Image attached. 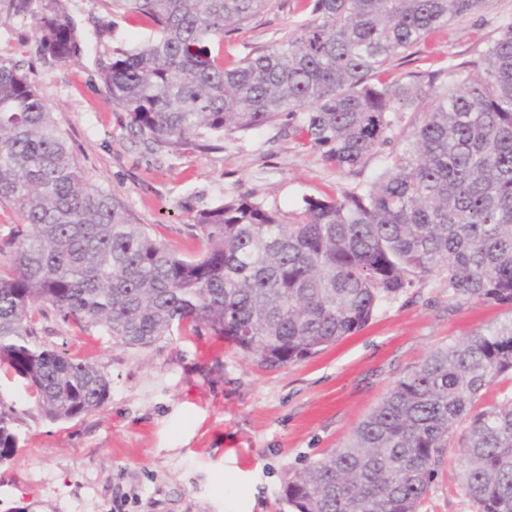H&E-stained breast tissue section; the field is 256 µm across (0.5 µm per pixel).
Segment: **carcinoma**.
Returning a JSON list of instances; mask_svg holds the SVG:
<instances>
[{
	"label": "carcinoma",
	"instance_id": "carcinoma-1",
	"mask_svg": "<svg viewBox=\"0 0 512 512\" xmlns=\"http://www.w3.org/2000/svg\"><path fill=\"white\" fill-rule=\"evenodd\" d=\"M274 0H112L150 30L99 60V77L147 150L279 126L340 173L381 153L366 185L304 199L291 221L252 196L195 217L194 259L132 224L92 183L21 60L0 56V203L26 228L0 243V374L19 379L52 421L98 410L111 380L43 344L35 316L132 347L208 329L269 368L363 328L379 301L438 273L448 295L512 304V17L487 20L485 46L448 67L387 75L393 58L490 0H302L298 32L231 65L209 44ZM35 19L53 62L86 40L65 0H0ZM414 111L412 130H397ZM512 374V322L436 348L397 381L349 442L294 472L296 512H419L457 449L475 512H512V395L481 404ZM16 404L0 395V462L19 445ZM464 429H459L462 423Z\"/></svg>",
	"mask_w": 512,
	"mask_h": 512
}]
</instances>
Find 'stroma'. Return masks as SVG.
Returning a JSON list of instances; mask_svg holds the SVG:
<instances>
[{
  "label": "stroma",
  "mask_w": 512,
  "mask_h": 512,
  "mask_svg": "<svg viewBox=\"0 0 512 512\" xmlns=\"http://www.w3.org/2000/svg\"><path fill=\"white\" fill-rule=\"evenodd\" d=\"M72 15L90 36L78 62L45 64L33 22L3 12L0 55L29 68L86 176L115 193L131 223L184 256L202 247L197 212L226 198L251 195L288 217L304 199L370 182L382 168L377 155L357 173L336 172L271 127L225 139L220 149L145 150L100 83L98 60L103 49L133 48L147 30L105 0H72ZM491 16L512 17V0L453 22L420 44L406 69L469 55L489 36ZM99 17L111 23L102 46L92 39ZM305 21L294 0H277L226 38L223 51L244 56ZM510 321L512 307L451 298L432 273L382 299L355 334L268 369L206 330L138 348L46 312L36 323L40 340L94 363L111 392L98 410L56 422L21 383H0V395L25 411L19 450L0 464V512H295L284 489L296 470L347 442L433 350ZM456 457L445 454L422 512H475L459 489Z\"/></svg>",
  "instance_id": "1"
}]
</instances>
